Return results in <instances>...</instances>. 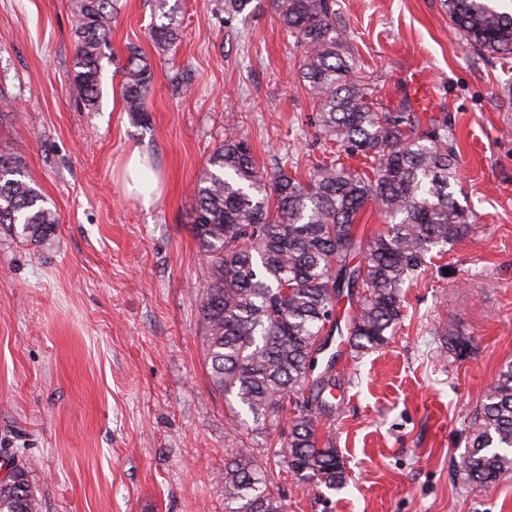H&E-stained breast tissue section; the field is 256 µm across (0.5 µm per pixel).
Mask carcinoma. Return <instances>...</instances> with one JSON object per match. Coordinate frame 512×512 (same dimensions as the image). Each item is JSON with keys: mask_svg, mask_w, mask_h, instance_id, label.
Instances as JSON below:
<instances>
[{"mask_svg": "<svg viewBox=\"0 0 512 512\" xmlns=\"http://www.w3.org/2000/svg\"><path fill=\"white\" fill-rule=\"evenodd\" d=\"M454 29L478 53L512 54V11L495 0H444ZM334 0H272L281 27L301 48L299 84L315 101L316 125L336 158L313 162L304 179L288 156L271 170L256 167L245 135L227 120L224 141L207 158L192 190V230L206 264L201 317L205 359L235 428L263 429L293 405L281 443L282 463L299 481L329 489L346 483L332 439L320 440L314 412L332 407L327 374L311 379L323 335L338 329L340 299L357 304L347 328L354 350L384 345L401 319V294L436 247L472 228V215L449 192L458 151L448 118L423 120L408 96L393 111L373 101L357 69ZM77 26L73 82L87 106L101 90V47L112 28V0H73ZM161 16L151 40H178L174 10ZM135 66L124 85L125 110L149 119L152 72L131 50ZM362 156L370 170L348 167ZM376 206L387 229L367 240L355 232L360 213ZM55 212L24 179L15 158L0 154V224H20L38 243L55 229ZM359 263H354V260ZM463 460L470 482L483 486L512 470V363L469 422ZM224 462V512H287L284 499L244 441ZM0 512H38L24 466L0 480Z\"/></svg>", "mask_w": 512, "mask_h": 512, "instance_id": "obj_1", "label": "carcinoma"}]
</instances>
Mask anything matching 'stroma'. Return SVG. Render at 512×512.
<instances>
[{"label":"stroma","instance_id":"35a3bbf8","mask_svg":"<svg viewBox=\"0 0 512 512\" xmlns=\"http://www.w3.org/2000/svg\"><path fill=\"white\" fill-rule=\"evenodd\" d=\"M115 8L90 108L73 83L69 0H0V152L58 218L37 245L0 224V465L25 466L41 512H224L233 433L204 358L191 190L229 113L260 167L286 154L303 176L327 153L271 0L232 19L224 0H178L168 50L149 37L156 0ZM335 9L381 106L406 73L429 82L457 136L453 197L475 224L404 286L388 344L356 353L331 340L336 408L318 423L344 487L282 467L287 420L244 441L288 512H512V471L479 488L462 467L467 422L512 362V62L474 52L442 0ZM133 47L153 73L145 123L122 99ZM135 148L165 186L148 208L122 185Z\"/></svg>","mask_w":512,"mask_h":512}]
</instances>
